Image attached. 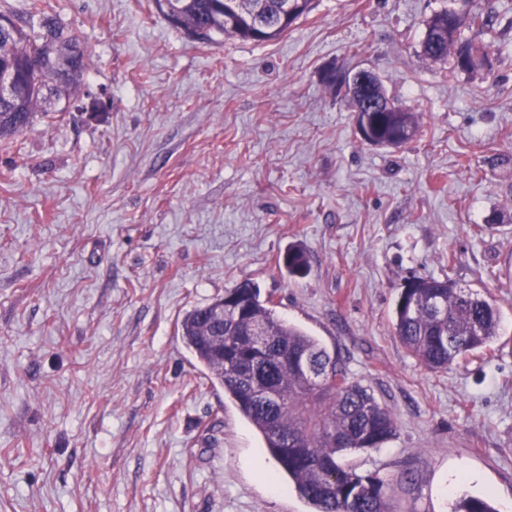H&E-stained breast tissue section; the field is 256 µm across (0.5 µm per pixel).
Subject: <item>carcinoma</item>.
<instances>
[{
  "instance_id": "carcinoma-1",
  "label": "carcinoma",
  "mask_w": 512,
  "mask_h": 512,
  "mask_svg": "<svg viewBox=\"0 0 512 512\" xmlns=\"http://www.w3.org/2000/svg\"><path fill=\"white\" fill-rule=\"evenodd\" d=\"M461 0L460 9L434 12L426 24L422 56L430 61L451 60L453 69L473 72L482 45L462 36L463 28L480 30L489 19ZM156 10L176 28L203 41L216 36L265 43L288 33L314 9V0H241L233 7L225 0H155ZM0 68L24 70L30 84L25 92L0 94V144L32 127L39 116L56 111L52 101L68 96L80 83L87 48L79 35L54 15L44 0H0ZM353 109L364 108L373 97L387 94L380 79L353 92L345 89ZM377 127L373 146L399 149L417 132L415 113L394 103L388 112L374 113ZM289 274L303 276L310 269L305 249H288ZM238 299L241 312L224 302V351L209 339L218 333L212 308L188 311L181 321L183 341L210 380L224 388L242 416L265 439L266 448L288 474L295 490L314 512H391L385 482L361 475L341 462L350 451H368L391 440L397 422L390 410L349 373L343 360L320 341L278 317L249 281L224 291ZM501 311L496 301L459 285L453 278L412 275L400 284L394 308L395 335L425 368L437 371L488 350L498 336ZM305 356L304 370L291 357ZM272 392L277 398H264ZM453 512H498L487 499L463 495Z\"/></svg>"
}]
</instances>
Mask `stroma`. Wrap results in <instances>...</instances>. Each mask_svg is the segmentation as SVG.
Instances as JSON below:
<instances>
[{"instance_id": "35a3bbf8", "label": "stroma", "mask_w": 512, "mask_h": 512, "mask_svg": "<svg viewBox=\"0 0 512 512\" xmlns=\"http://www.w3.org/2000/svg\"><path fill=\"white\" fill-rule=\"evenodd\" d=\"M49 2L89 57L63 121L0 149V512H311L181 338L244 281L392 412L346 457L392 512H451L459 471L512 504V0H481L489 64L455 74L421 41L459 0H316L261 45L192 41L153 0ZM360 68L418 113L405 147L364 142L324 82ZM412 274L491 295L492 353L409 355ZM284 263L291 275L303 276L306 275L310 269L308 253L299 246L288 249Z\"/></svg>"}]
</instances>
